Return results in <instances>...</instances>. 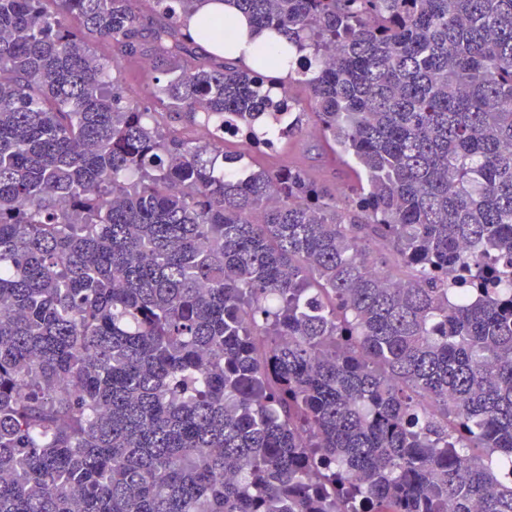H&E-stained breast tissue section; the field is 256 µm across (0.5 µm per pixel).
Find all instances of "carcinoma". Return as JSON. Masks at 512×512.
<instances>
[{"label":"carcinoma","instance_id":"cac0c4a2","mask_svg":"<svg viewBox=\"0 0 512 512\" xmlns=\"http://www.w3.org/2000/svg\"><path fill=\"white\" fill-rule=\"evenodd\" d=\"M139 2L0 0V512H512V0ZM236 12L233 7L224 1L219 0H202L198 3L196 11L188 18L187 25L192 30H196V25L204 18L216 19L219 17L233 16L236 26L228 38L233 39L237 34L239 36L237 41V52L234 56H239L241 52H245L247 56L250 55L254 44L264 42L266 40V32L255 29L250 36L248 31L247 19L240 13H227ZM250 37L252 38L250 40ZM115 63L121 67L125 87L130 93L143 94L152 82L153 74L143 57L115 54ZM311 130L310 123L301 137L285 142L277 152L273 153L246 150L240 140L231 137L225 140L224 151L230 154H243L239 166L245 164L249 167L264 169L288 165L303 167L309 171L313 179L344 188L349 183L345 168L339 164L335 166L330 157L314 148L318 138L311 134Z\"/></svg>","mask_w":512,"mask_h":512}]
</instances>
